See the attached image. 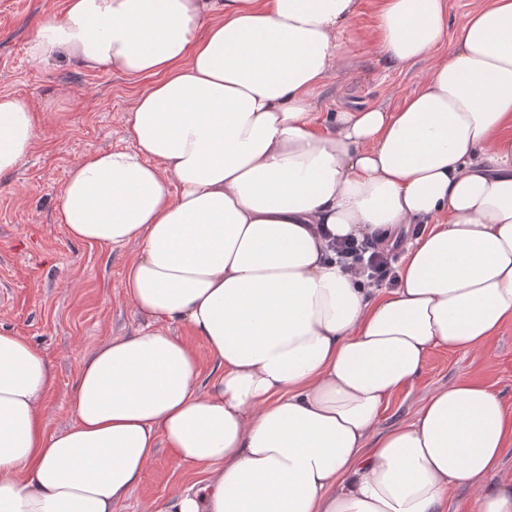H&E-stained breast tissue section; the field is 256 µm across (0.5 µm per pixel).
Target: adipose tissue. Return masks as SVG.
Returning <instances> with one entry per match:
<instances>
[{
	"label": "adipose tissue",
	"mask_w": 512,
	"mask_h": 512,
	"mask_svg": "<svg viewBox=\"0 0 512 512\" xmlns=\"http://www.w3.org/2000/svg\"><path fill=\"white\" fill-rule=\"evenodd\" d=\"M358 0H67L29 40L150 85L129 147L69 172L58 219L133 247L142 326L83 360L72 418L54 375L0 332V512H117L158 448L202 475L163 512H512V403L458 377L381 428L444 346L482 355L512 323V0L456 28L447 0H380L387 67L446 53L396 110L311 109ZM32 105L0 94V175L33 151ZM418 225L410 233V225ZM400 241L394 287L357 284L333 237ZM185 326L214 361L172 333ZM472 509L473 492L462 486H449L447 512H472Z\"/></svg>",
	"instance_id": "adipose-tissue-1"
}]
</instances>
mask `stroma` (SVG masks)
<instances>
[{"label":"stroma","mask_w":512,"mask_h":512,"mask_svg":"<svg viewBox=\"0 0 512 512\" xmlns=\"http://www.w3.org/2000/svg\"><path fill=\"white\" fill-rule=\"evenodd\" d=\"M378 2L359 0L338 72L312 94L314 111L396 108L432 67L428 58L386 68L371 39ZM63 6L64 0H0V93L31 103L37 132L29 158L0 177V331L31 340L53 369L54 391L44 410L51 433L70 420L69 396L83 359L140 326L122 288L132 247L71 239L57 220V206L75 163L99 150L128 147L124 116L148 84L105 68L80 69L64 53L51 64L37 63L29 35L43 13ZM459 376L479 379L512 401V325L479 357L446 347L433 350L420 376L392 398L383 424L408 417L420 397ZM198 478L169 449H158L119 512H160L181 485Z\"/></svg>","instance_id":"1"}]
</instances>
